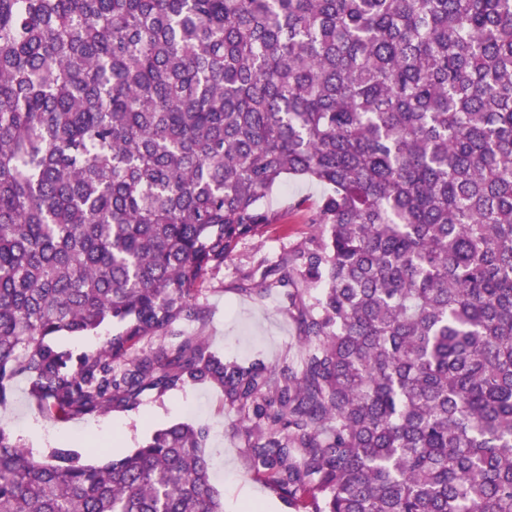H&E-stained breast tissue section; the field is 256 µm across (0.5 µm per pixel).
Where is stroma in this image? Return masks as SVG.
<instances>
[{
    "mask_svg": "<svg viewBox=\"0 0 512 512\" xmlns=\"http://www.w3.org/2000/svg\"><path fill=\"white\" fill-rule=\"evenodd\" d=\"M323 193V186L301 179H288L275 187L268 204L282 214V222L239 243L231 259L209 277L195 299L203 311L202 319L176 322L172 333L146 339L144 348L170 344L174 336L180 335L205 340L225 358L241 362L259 359L275 366L299 358L304 342L285 289L245 295L239 284L256 268L258 260L277 261L308 243L315 233L309 216ZM178 422L207 429L206 451L214 461L212 480L221 493L224 512H244L239 492L245 487L261 496L265 512H294L255 476L239 415L225 404L223 392L212 386L189 384L163 394L151 391L131 409L57 419L43 413L30 394L27 379L19 376L13 379L8 398L0 404V426L38 457L61 446L83 452L92 444L105 447L112 455H123L141 447L154 430Z\"/></svg>",
    "mask_w": 512,
    "mask_h": 512,
    "instance_id": "obj_1",
    "label": "stroma"
}]
</instances>
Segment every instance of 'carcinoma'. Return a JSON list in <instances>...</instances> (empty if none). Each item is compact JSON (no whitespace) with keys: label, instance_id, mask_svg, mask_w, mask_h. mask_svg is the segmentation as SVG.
Wrapping results in <instances>:
<instances>
[{"label":"carcinoma","instance_id":"cac0c4a2","mask_svg":"<svg viewBox=\"0 0 512 512\" xmlns=\"http://www.w3.org/2000/svg\"><path fill=\"white\" fill-rule=\"evenodd\" d=\"M286 176L319 231L240 291L288 289L300 360L139 352ZM18 374L60 418L219 389L300 512H512V0H0V403ZM207 437L0 427V512H224ZM120 330L116 324H111L101 329L100 336H57L55 341L65 349H70L76 353L82 351H91L99 347L104 338Z\"/></svg>","mask_w":512,"mask_h":512}]
</instances>
